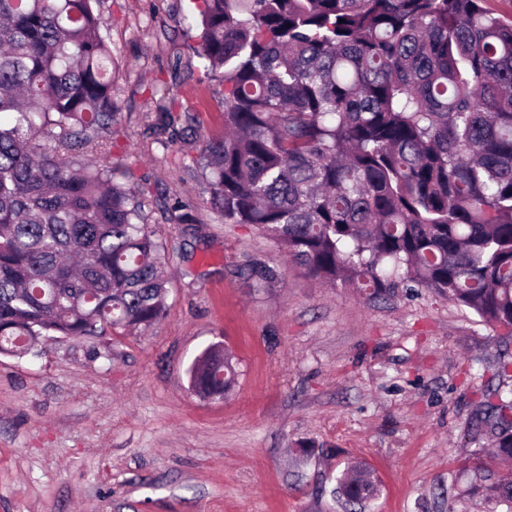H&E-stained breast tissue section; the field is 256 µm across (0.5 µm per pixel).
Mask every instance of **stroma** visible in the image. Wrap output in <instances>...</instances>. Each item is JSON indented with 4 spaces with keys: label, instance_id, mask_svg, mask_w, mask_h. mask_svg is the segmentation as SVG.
I'll use <instances>...</instances> for the list:
<instances>
[{
    "label": "stroma",
    "instance_id": "1",
    "mask_svg": "<svg viewBox=\"0 0 512 512\" xmlns=\"http://www.w3.org/2000/svg\"><path fill=\"white\" fill-rule=\"evenodd\" d=\"M192 0H104L122 104L112 159L146 178L169 241L168 309L153 328L60 338L0 356V512H361L331 497L351 464L377 486L370 512H491L476 411L512 394L492 373L512 332L425 288L369 297L329 287L256 229L222 223L180 145L149 126L164 97L220 134L222 89L185 37ZM192 74L175 88L174 57ZM194 207L170 221L163 197ZM280 265L255 287L245 256ZM233 357L221 400L190 388L209 345Z\"/></svg>",
    "mask_w": 512,
    "mask_h": 512
}]
</instances>
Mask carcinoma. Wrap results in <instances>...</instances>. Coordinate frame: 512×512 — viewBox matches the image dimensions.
Masks as SVG:
<instances>
[{"label":"carcinoma","instance_id":"1","mask_svg":"<svg viewBox=\"0 0 512 512\" xmlns=\"http://www.w3.org/2000/svg\"><path fill=\"white\" fill-rule=\"evenodd\" d=\"M196 56L224 133L158 105L163 148L194 146L207 207L253 226L319 280L376 297L428 288L512 332V16L485 0H195ZM103 0H0V354L147 330L166 315L168 245L150 187L114 176L122 112ZM257 283L279 270L247 259ZM222 399L220 344L189 370ZM482 436L512 460V400ZM512 512V474L483 478ZM337 493H374L361 467Z\"/></svg>","mask_w":512,"mask_h":512}]
</instances>
